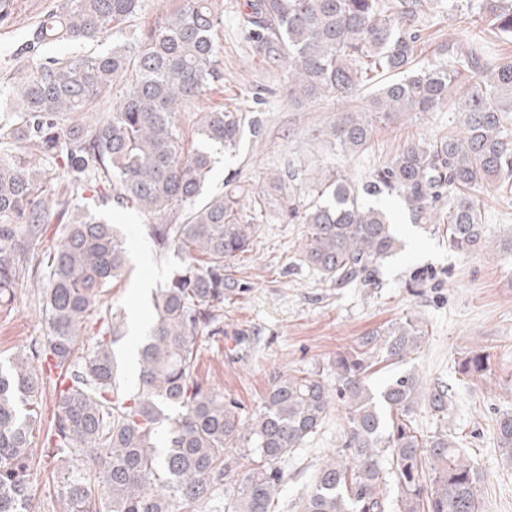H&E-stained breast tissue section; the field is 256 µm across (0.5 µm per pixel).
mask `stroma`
<instances>
[{"mask_svg": "<svg viewBox=\"0 0 512 512\" xmlns=\"http://www.w3.org/2000/svg\"><path fill=\"white\" fill-rule=\"evenodd\" d=\"M242 2L213 0L223 19L219 34L223 71L200 104L242 112L258 119L261 130L255 137L244 134L236 152L221 157L207 193L223 192L230 181L257 191L274 174L292 171L303 180L331 169L362 189L406 142L457 130L455 113L436 112L379 124L366 149L352 155L314 138L313 128L328 125L343 112L364 110L375 86H366L352 101L322 97L300 105L289 102L283 93L288 69L285 63L272 65L254 54L247 31L237 21ZM180 3L143 0L138 15L103 38L48 45L41 54L71 57L110 52L128 44L133 34L146 31ZM64 4L65 0H8L7 11L0 17V79L23 73L25 62L18 48L47 13ZM418 27V50L428 60L449 38L463 35L456 18L448 14L446 0H431ZM474 197L491 239L512 233V190L486 185ZM82 200L118 226L129 250L126 267L110 284L106 301L118 306L124 318H131L136 310L151 317L152 293L169 278L176 257L156 254L144 231L148 219L143 214L112 202L100 204L91 192L84 193ZM365 201L390 216L402 247L379 266L373 283L361 288L326 284L302 259L304 225L289 219L280 206L263 205L253 250L233 268L246 292L225 302L224 333L202 346L196 373L223 391L225 400L237 402L247 417L260 408L274 376L308 369L335 380L337 353L355 345L361 336L408 317L422 319L428 334L420 348L402 361L378 364L370 386L380 390L410 372L416 374L422 390L447 385L448 428L479 470L482 512H512V462L502 457L495 440L500 413L512 411V256L465 254L450 246L442 227L448 219L447 198H440L430 216L418 221L397 196L369 195ZM64 234V221L50 218L42 242L29 247L16 298L0 310V361L44 342L48 329L42 312L44 273L39 255ZM472 350L489 354L486 375L469 377L458 372L459 359ZM344 432L342 414L330 412L318 433L288 456L275 512H301L316 470L341 446Z\"/></svg>", "mask_w": 512, "mask_h": 512, "instance_id": "obj_1", "label": "stroma"}]
</instances>
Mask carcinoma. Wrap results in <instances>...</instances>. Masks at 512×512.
Wrapping results in <instances>:
<instances>
[{
  "label": "carcinoma",
  "instance_id": "obj_1",
  "mask_svg": "<svg viewBox=\"0 0 512 512\" xmlns=\"http://www.w3.org/2000/svg\"><path fill=\"white\" fill-rule=\"evenodd\" d=\"M429 0H245L238 22L257 53L284 59L283 93L301 102L353 97L383 72L386 83L370 108L344 115L318 130L343 152L370 142L376 124L410 113L456 112L460 132L410 142L372 184L370 195H396L415 217L448 190L449 244L472 253L489 247L480 184H512V62L489 66L460 40L440 58H418L416 24ZM142 0H66L19 49L25 75L6 86L21 122L0 125V145L22 144L28 154L62 170L74 186L90 183L112 201L151 219L145 225L156 252L178 258L154 297L149 340L139 351L137 390L126 391L112 352L124 317L103 314L94 345L75 357L89 312L126 266V240L103 216L76 206L70 195L49 198L41 167L0 159V307L11 304L21 268L16 254L38 242L50 208L68 223L66 235L40 255L45 271L43 308L48 336L40 346L0 363V512H30L27 477L35 464L33 430L41 419L42 390L57 372L53 424L44 456L79 452L82 469H68L60 487L63 512H194L224 484L233 465L248 463L227 512H270L285 479L281 463L318 432L328 412L342 410L341 448L316 471L302 512H480V475L462 458L448 431L425 435L414 423L418 379L402 375L373 392L369 380L386 360H401L427 335L412 317L376 330L336 357V380L293 370L274 379L259 410L245 420L238 405L198 378L202 343L224 334V302L246 292L231 273L233 261L252 251L256 225L242 223L245 199L235 186L205 193L215 158L212 146L235 151L244 133L241 113L201 109L198 142H187L177 112L211 90L221 70L217 34L222 17L211 0H182L133 47L85 57H42L53 43L93 41L141 11ZM478 14L459 11L474 28L512 37V0H480ZM124 88L112 112L94 127L86 113L114 82ZM247 127L260 133L257 120ZM294 173L268 179L262 195H276L306 225L304 260L338 288L364 286L396 250L387 214L360 200L336 172L306 185L296 197ZM181 212L179 224L164 216ZM488 356L470 352L464 375L483 376ZM427 407L448 418V387L430 390ZM176 414L171 415L169 411ZM496 444L512 458V412L496 421ZM397 499H390V491Z\"/></svg>",
  "mask_w": 512,
  "mask_h": 512
}]
</instances>
